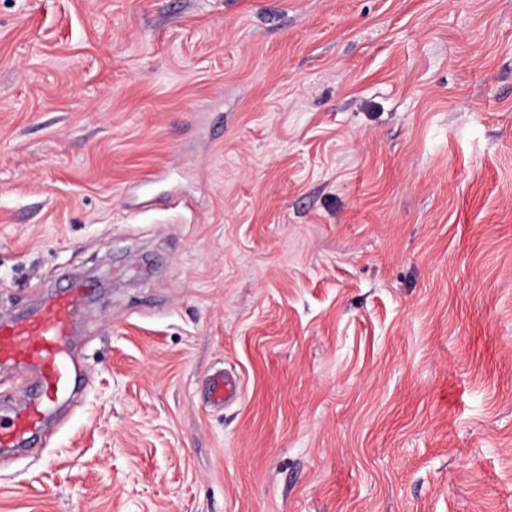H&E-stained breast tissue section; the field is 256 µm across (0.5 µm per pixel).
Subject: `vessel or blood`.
<instances>
[{
	"label": "vessel or blood",
	"instance_id": "1",
	"mask_svg": "<svg viewBox=\"0 0 512 512\" xmlns=\"http://www.w3.org/2000/svg\"><path fill=\"white\" fill-rule=\"evenodd\" d=\"M85 293V283L76 281L67 292L49 297L38 311L0 321V364L23 365L36 375L34 397L23 400L9 422L0 421L1 448L28 444L44 430L51 408L73 392L71 336ZM236 388L234 378L217 375L210 383V399L224 403Z\"/></svg>",
	"mask_w": 512,
	"mask_h": 512
}]
</instances>
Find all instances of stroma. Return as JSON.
I'll return each mask as SVG.
<instances>
[{"instance_id": "obj_1", "label": "stroma", "mask_w": 512, "mask_h": 512, "mask_svg": "<svg viewBox=\"0 0 512 512\" xmlns=\"http://www.w3.org/2000/svg\"><path fill=\"white\" fill-rule=\"evenodd\" d=\"M74 278L0 512H512V0H0V317ZM236 388V380L233 377L219 374L210 383V399L213 403L223 404L225 400L230 399L235 394Z\"/></svg>"}]
</instances>
